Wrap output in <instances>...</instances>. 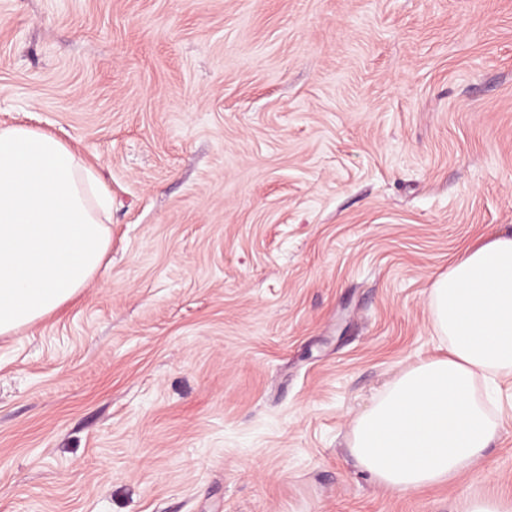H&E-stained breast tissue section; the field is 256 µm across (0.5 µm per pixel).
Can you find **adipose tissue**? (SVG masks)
<instances>
[{
	"mask_svg": "<svg viewBox=\"0 0 512 512\" xmlns=\"http://www.w3.org/2000/svg\"><path fill=\"white\" fill-rule=\"evenodd\" d=\"M110 196L72 147L0 126V335L51 315L100 275ZM446 354L404 369L355 422L351 454L396 492L450 485L502 427L489 382L512 377V234L464 249L429 290Z\"/></svg>",
	"mask_w": 512,
	"mask_h": 512,
	"instance_id": "obj_1",
	"label": "adipose tissue"
}]
</instances>
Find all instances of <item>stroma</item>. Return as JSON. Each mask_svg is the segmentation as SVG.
Here are the masks:
<instances>
[{
  "label": "stroma",
  "mask_w": 512,
  "mask_h": 512,
  "mask_svg": "<svg viewBox=\"0 0 512 512\" xmlns=\"http://www.w3.org/2000/svg\"><path fill=\"white\" fill-rule=\"evenodd\" d=\"M0 125L112 193L107 269L0 335V512H464L350 451L512 231V0H0Z\"/></svg>",
  "instance_id": "stroma-1"
}]
</instances>
